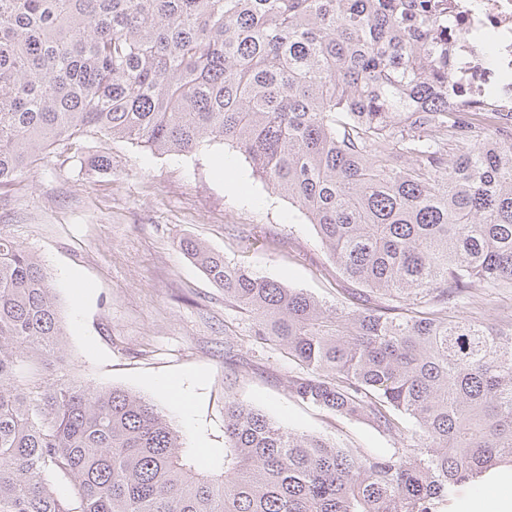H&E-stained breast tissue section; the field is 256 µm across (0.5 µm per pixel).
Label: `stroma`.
<instances>
[{"label":"stroma","instance_id":"stroma-1","mask_svg":"<svg viewBox=\"0 0 512 512\" xmlns=\"http://www.w3.org/2000/svg\"><path fill=\"white\" fill-rule=\"evenodd\" d=\"M112 167L93 165L96 155ZM224 157L234 180L214 165ZM0 234L29 250L55 288L66 328L60 359L22 380L117 387L164 410L200 468L217 473L224 401L234 396L278 424L368 453L401 439L299 401L297 369L257 339L244 311L225 303L180 248L192 238L231 263L335 301L351 282L307 218L274 193L229 146L179 157L124 139L60 143L32 170L0 187ZM236 350L225 353V341ZM177 381L193 408L182 412L161 387Z\"/></svg>","mask_w":512,"mask_h":512}]
</instances>
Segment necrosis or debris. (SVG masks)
<instances>
[{
  "instance_id": "4bbe7bcc",
  "label": "necrosis or debris",
  "mask_w": 512,
  "mask_h": 512,
  "mask_svg": "<svg viewBox=\"0 0 512 512\" xmlns=\"http://www.w3.org/2000/svg\"><path fill=\"white\" fill-rule=\"evenodd\" d=\"M454 94L472 112L496 114L495 132L512 139V0H448Z\"/></svg>"
}]
</instances>
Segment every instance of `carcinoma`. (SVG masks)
Masks as SVG:
<instances>
[{
  "label": "carcinoma",
  "mask_w": 512,
  "mask_h": 512,
  "mask_svg": "<svg viewBox=\"0 0 512 512\" xmlns=\"http://www.w3.org/2000/svg\"><path fill=\"white\" fill-rule=\"evenodd\" d=\"M452 66L448 0H0V186L86 133L231 146L358 287L332 306L181 248L288 351L299 399L415 443L361 452L229 396L208 474L146 398L20 383L65 331L0 235V512H441L512 466V330L455 314L477 281L512 288V140L456 111Z\"/></svg>",
  "instance_id": "carcinoma-1"
}]
</instances>
